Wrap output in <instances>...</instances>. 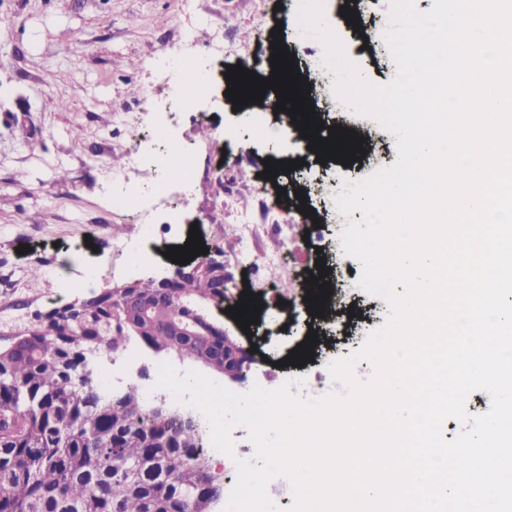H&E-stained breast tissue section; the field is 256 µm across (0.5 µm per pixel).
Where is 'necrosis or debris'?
I'll use <instances>...</instances> for the list:
<instances>
[{
  "label": "necrosis or debris",
  "mask_w": 512,
  "mask_h": 512,
  "mask_svg": "<svg viewBox=\"0 0 512 512\" xmlns=\"http://www.w3.org/2000/svg\"><path fill=\"white\" fill-rule=\"evenodd\" d=\"M231 61L252 71L259 67L257 59L248 57L238 42L225 36L223 26L215 25L206 42H197L191 32H184L180 52L153 57L149 63L166 87V105L144 114L139 123L165 134L166 146L156 153L149 150L147 142L134 141L127 167L112 175V207L126 214L133 226L117 249L137 263L151 262L159 255L167 228L189 221L184 209L170 205L168 197H182L191 190L197 177L196 163L183 141L167 136L166 110L173 106L188 112L192 122H207L209 112L204 104L212 100L215 88L224 84L226 65ZM145 167L160 176L164 190L139 187L137 178ZM287 208V202H272L257 215L248 210L236 214L231 227L238 240L234 259L256 279H263L268 267H284L291 260L288 241L292 226Z\"/></svg>",
  "instance_id": "1"
}]
</instances>
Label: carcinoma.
Instances as JSON below:
<instances>
[{
	"instance_id": "1",
	"label": "carcinoma",
	"mask_w": 512,
	"mask_h": 512,
	"mask_svg": "<svg viewBox=\"0 0 512 512\" xmlns=\"http://www.w3.org/2000/svg\"><path fill=\"white\" fill-rule=\"evenodd\" d=\"M224 275L209 266L172 284L162 302L138 326L124 320L127 289L107 288L81 301L73 322L66 303L50 310L52 320L35 323L18 345L0 347V444L12 453L0 462V512H168L167 501L184 497L182 512H213L208 486L221 481L202 452L201 422L190 414L145 401L133 386L105 395L101 378L83 375L87 350L114 352L130 338L151 349L172 344L167 323L189 312L212 321L225 310ZM223 327L213 337L181 341L182 356L211 367L224 365ZM171 436L186 457L163 448ZM152 456L155 472L136 478L118 466Z\"/></svg>"
}]
</instances>
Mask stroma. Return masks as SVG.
<instances>
[{"label": "stroma", "mask_w": 512, "mask_h": 512, "mask_svg": "<svg viewBox=\"0 0 512 512\" xmlns=\"http://www.w3.org/2000/svg\"><path fill=\"white\" fill-rule=\"evenodd\" d=\"M356 9L361 24L353 30L340 14L344 3ZM277 0H0V16L13 18L12 28L0 32V332H17L18 322H30L35 312L83 299L116 282L100 272L90 287L75 291L48 274V266L78 272L103 258L126 265L113 254L115 241L127 236L130 226L112 209L105 174L127 164L128 137L117 115L139 111L143 90L155 73L149 57L176 48L182 30L195 29L206 37L213 19L227 22L232 37L252 56L268 60L273 43L269 35L281 14ZM393 0H325L324 18L340 40L347 57L357 63L365 80L383 85L396 70L383 38ZM263 12L265 33H257L253 16ZM238 123L232 109L215 111L207 133L187 117H179L178 135L195 143L221 140ZM359 136H377L373 157L352 165L320 164L295 139L278 147L254 141L244 153L230 156L235 169L245 170L239 180L234 208L213 210L214 186L197 184L187 208L211 211L212 225L200 226L207 248H221L232 261L237 241L222 234L220 225L233 223L236 211L257 204L256 190L275 195L284 189L288 219L296 228L291 265L301 276L292 287L262 292L269 307L294 303L300 327L282 336H268L262 325L251 326L248 345L257 347L252 374L269 381L301 374L321 380L325 389L334 382L328 364L356 351L371 331L383 325L388 311L384 300L347 289L359 279L361 265L336 255L333 242L338 228L323 206L317 182L325 174L337 181H357L397 159L396 138L373 119H365ZM301 160L300 169L261 179L265 160ZM304 197H297V189ZM307 203L313 217L299 213ZM324 261L335 285L336 306L324 317L307 315L305 281ZM40 276H32L33 267ZM316 331L319 346L312 361L301 366L284 360Z\"/></svg>", "instance_id": "35a3bbf8"}]
</instances>
